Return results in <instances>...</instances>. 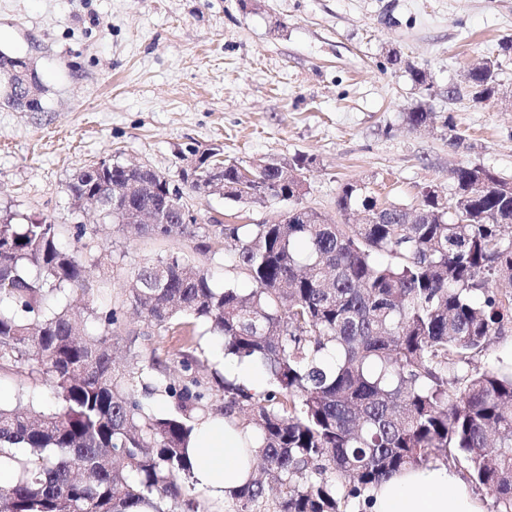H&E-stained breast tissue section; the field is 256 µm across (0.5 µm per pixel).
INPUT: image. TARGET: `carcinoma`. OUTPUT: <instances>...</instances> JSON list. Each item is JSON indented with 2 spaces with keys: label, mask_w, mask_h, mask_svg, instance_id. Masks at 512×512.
<instances>
[{
  "label": "carcinoma",
  "mask_w": 512,
  "mask_h": 512,
  "mask_svg": "<svg viewBox=\"0 0 512 512\" xmlns=\"http://www.w3.org/2000/svg\"><path fill=\"white\" fill-rule=\"evenodd\" d=\"M498 69L488 58L468 71L471 98L491 91ZM432 120L422 106L406 113L413 128ZM100 163L105 181L125 185L124 165ZM304 163L250 183L240 164L224 165L225 199L288 201L286 224H129L100 209L129 238L224 251L253 287L217 288L184 254L144 261L121 303L86 308L94 335L80 329L83 312L60 304L86 274L88 225L74 226L80 246L68 249L46 218L0 224V370L44 377L56 402L0 406V465L14 471L0 485V512H206L186 448L196 425L218 415L251 430L258 448L259 474L234 494L238 512H254L268 488L275 512H346L338 488L360 497L435 457L466 465L493 491L494 512H512V371L469 370L512 321L508 180L461 165L452 195L425 196L415 216L347 182L338 210L368 218L334 224L299 205L294 171ZM140 179L154 192L132 193L129 207L167 209L156 173ZM493 277L509 289L491 291ZM128 306L165 336L189 335L184 315L207 322L224 354L261 362L266 387L226 379L216 407L192 351H179L182 374L172 379L157 374V359L142 360L134 337L117 365L112 334ZM160 393L173 400L166 415L148 405Z\"/></svg>",
  "instance_id": "carcinoma-1"
}]
</instances>
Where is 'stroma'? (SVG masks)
<instances>
[{"label":"stroma","mask_w":512,"mask_h":512,"mask_svg":"<svg viewBox=\"0 0 512 512\" xmlns=\"http://www.w3.org/2000/svg\"><path fill=\"white\" fill-rule=\"evenodd\" d=\"M512 0H0V53L25 59L45 90L31 109L0 90V221L96 227L78 308L114 303L130 268L188 250L184 240L126 239L111 220L75 208L74 175L103 159L172 176L186 144L225 162L308 160L301 206L345 223L336 199L356 181L379 201L411 206L423 189L451 193L450 169L477 164L512 180ZM401 65L389 64L391 56ZM497 57L500 93L472 101L464 73ZM426 69L416 87L408 65ZM432 123L410 129L415 104ZM458 145H450L449 134ZM209 222L272 224L281 203H234L186 192ZM180 371L175 338L129 314L113 341ZM205 381L227 356L204 323L193 338Z\"/></svg>","instance_id":"1"}]
</instances>
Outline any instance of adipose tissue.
Returning a JSON list of instances; mask_svg holds the SVG:
<instances>
[{
	"instance_id": "ef3b65f1",
	"label": "adipose tissue",
	"mask_w": 512,
	"mask_h": 512,
	"mask_svg": "<svg viewBox=\"0 0 512 512\" xmlns=\"http://www.w3.org/2000/svg\"><path fill=\"white\" fill-rule=\"evenodd\" d=\"M192 479L207 500L224 503L255 470L256 452L223 418L203 421L188 446ZM371 512H482L469 487L446 464L404 469L370 492Z\"/></svg>"
}]
</instances>
